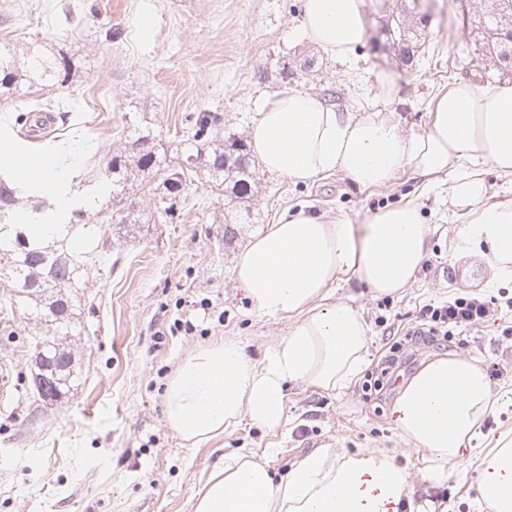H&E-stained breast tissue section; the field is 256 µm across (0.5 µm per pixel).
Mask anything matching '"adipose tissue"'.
Here are the masks:
<instances>
[{"instance_id": "ef3b65f1", "label": "adipose tissue", "mask_w": 512, "mask_h": 512, "mask_svg": "<svg viewBox=\"0 0 512 512\" xmlns=\"http://www.w3.org/2000/svg\"><path fill=\"white\" fill-rule=\"evenodd\" d=\"M368 7L369 0H303V32L327 55L351 59L365 40ZM379 89L382 107L358 114L310 92L267 96L249 132L261 170L295 182L339 171L357 186L375 187L410 168L425 190L452 175L450 206L475 215L463 241L485 243L493 272H512V200L485 204L488 186L468 163L480 159L512 179V84L455 82L417 133L404 132L387 109L395 82L382 79ZM429 236L411 200L378 209L361 224L298 210L254 234L236 257V285L257 313L288 316L293 325L259 361L230 338L185 358L165 387L168 425L194 444L245 419L273 429L284 421L289 384L327 393L347 387L365 367L368 326L351 304L329 303L332 287L354 278L376 297L401 292L420 270ZM493 405L484 368L454 354L428 359L400 388L389 418L425 453L422 481L445 484L449 462L473 458L478 502L512 512V438L499 437L483 455L470 446ZM396 455L391 448H318L277 478L267 464L231 452L199 492L194 512H397L403 505L435 512L432 501L411 503V470Z\"/></svg>"}]
</instances>
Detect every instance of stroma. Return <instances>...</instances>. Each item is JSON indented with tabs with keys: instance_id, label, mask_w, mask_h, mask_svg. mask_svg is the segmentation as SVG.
I'll list each match as a JSON object with an SVG mask.
<instances>
[{
	"instance_id": "1",
	"label": "stroma",
	"mask_w": 512,
	"mask_h": 512,
	"mask_svg": "<svg viewBox=\"0 0 512 512\" xmlns=\"http://www.w3.org/2000/svg\"><path fill=\"white\" fill-rule=\"evenodd\" d=\"M480 0H423L411 18L423 30L417 56L406 63L394 47L377 49L388 10L373 0L365 41L353 59L334 60L303 36V0H0V46L23 52L36 42L79 62L67 95V120L49 113L31 152L60 153L67 185L90 196L99 168L135 138L131 116L151 123L172 162L176 135L201 110L214 112L225 134L246 136L265 97L288 85L319 95L342 112L377 102V82L391 77V108L404 132L426 127L436 99L474 73L459 51L473 47ZM75 17L77 27L60 26ZM312 68H304V60ZM411 170L392 183L353 186L342 173L295 183L257 173L247 206L230 202L206 176L189 188L170 223L138 224L113 233V271L83 280L75 297L78 321L68 340L78 379L62 402L42 403L34 392L28 329L0 302V512H193L207 478L224 456L243 451L288 469L316 448H394L411 470L423 466L388 420L401 382L423 360L463 354L485 367L497 410L480 431L512 433V274L462 283L452 265L471 221L448 209V181L420 192ZM413 198L432 229L415 281L397 295L371 297L358 281L339 283L336 299L360 310L370 337L368 363L347 388L327 393L295 384L286 395L287 422L268 430L241 421L225 434L193 444L167 424L163 391L176 367L197 348L231 337L254 360L285 335L288 319L251 310L237 287L234 257L249 234L298 209L361 223L366 213ZM478 296L492 314L447 340L422 345L413 333L430 328L425 306ZM448 484L414 480L417 498L448 512H479L468 462L449 463Z\"/></svg>"
}]
</instances>
